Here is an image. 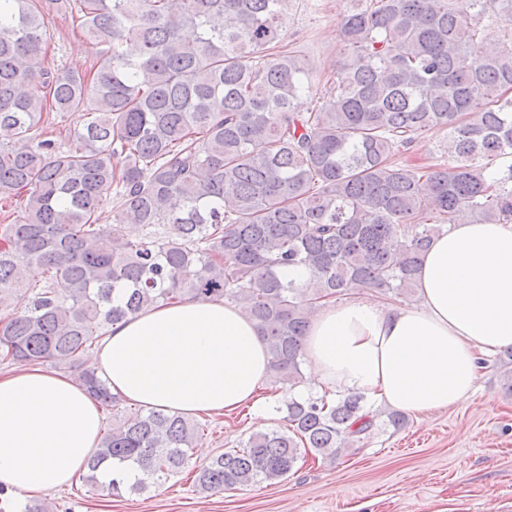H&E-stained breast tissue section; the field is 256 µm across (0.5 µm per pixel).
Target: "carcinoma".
<instances>
[{"label": "carcinoma", "mask_w": 512, "mask_h": 512, "mask_svg": "<svg viewBox=\"0 0 512 512\" xmlns=\"http://www.w3.org/2000/svg\"><path fill=\"white\" fill-rule=\"evenodd\" d=\"M295 0H0V362L77 370L107 411L122 400L79 368L106 329L192 296L256 323L270 385L303 382L322 302L355 289L403 299L462 212L512 221V0H354L341 83L307 112L303 51L282 45ZM101 51L50 68V10ZM77 117L64 136L50 113ZM448 131V164L408 154ZM115 186L112 227L101 221ZM301 265L314 292L279 277ZM512 394V348L499 359ZM285 431L252 434L195 470L201 493L277 481L308 452H347L375 425L364 397L286 400ZM177 414L126 409L88 463H133L144 490L182 471L201 436Z\"/></svg>", "instance_id": "1"}]
</instances>
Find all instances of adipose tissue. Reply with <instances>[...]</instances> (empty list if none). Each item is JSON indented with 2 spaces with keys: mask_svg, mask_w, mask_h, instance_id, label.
<instances>
[{
  "mask_svg": "<svg viewBox=\"0 0 512 512\" xmlns=\"http://www.w3.org/2000/svg\"><path fill=\"white\" fill-rule=\"evenodd\" d=\"M417 304L371 292L326 304L304 338L299 397L360 394L413 416L469 401L483 359L512 346V221L465 217L435 237L417 274ZM92 366L129 405L185 417L250 409L268 356L256 324L223 301L186 298L112 325ZM102 409L85 387L36 366L0 376V485L20 494L68 486L95 453Z\"/></svg>",
  "mask_w": 512,
  "mask_h": 512,
  "instance_id": "1",
  "label": "adipose tissue"
}]
</instances>
